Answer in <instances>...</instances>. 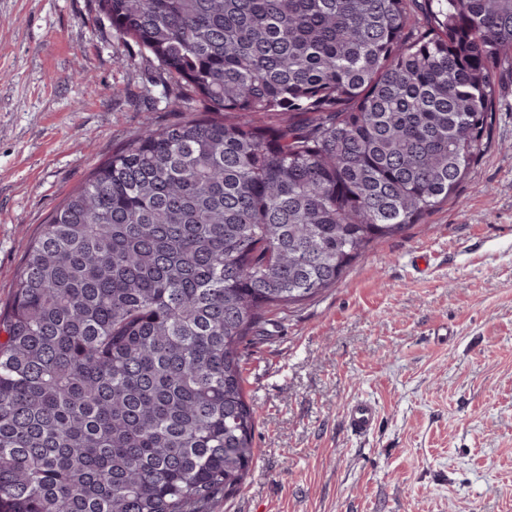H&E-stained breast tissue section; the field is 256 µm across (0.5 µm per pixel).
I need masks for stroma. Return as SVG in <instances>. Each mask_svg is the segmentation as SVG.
<instances>
[{"mask_svg": "<svg viewBox=\"0 0 512 512\" xmlns=\"http://www.w3.org/2000/svg\"><path fill=\"white\" fill-rule=\"evenodd\" d=\"M157 75L98 0H0V308L93 167L145 118L181 119ZM497 93L489 147L456 198L255 345L258 458L210 512H512L511 70ZM361 398L379 411L365 437L344 421Z\"/></svg>", "mask_w": 512, "mask_h": 512, "instance_id": "obj_1", "label": "stroma"}]
</instances>
